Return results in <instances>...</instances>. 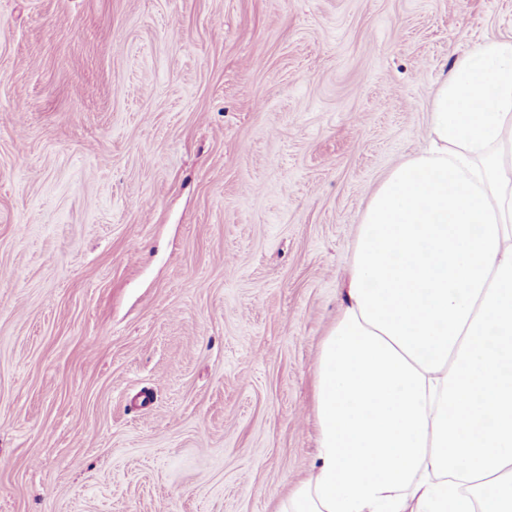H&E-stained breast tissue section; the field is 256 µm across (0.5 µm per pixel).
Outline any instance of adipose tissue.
<instances>
[{
    "label": "adipose tissue",
    "instance_id": "adipose-tissue-1",
    "mask_svg": "<svg viewBox=\"0 0 512 512\" xmlns=\"http://www.w3.org/2000/svg\"><path fill=\"white\" fill-rule=\"evenodd\" d=\"M358 227L277 512H512V39L453 64Z\"/></svg>",
    "mask_w": 512,
    "mask_h": 512
}]
</instances>
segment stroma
Returning <instances> with one entry per match:
<instances>
[{
	"label": "stroma",
	"instance_id": "1",
	"mask_svg": "<svg viewBox=\"0 0 512 512\" xmlns=\"http://www.w3.org/2000/svg\"><path fill=\"white\" fill-rule=\"evenodd\" d=\"M512 0H0V512H276L362 213Z\"/></svg>",
	"mask_w": 512,
	"mask_h": 512
}]
</instances>
